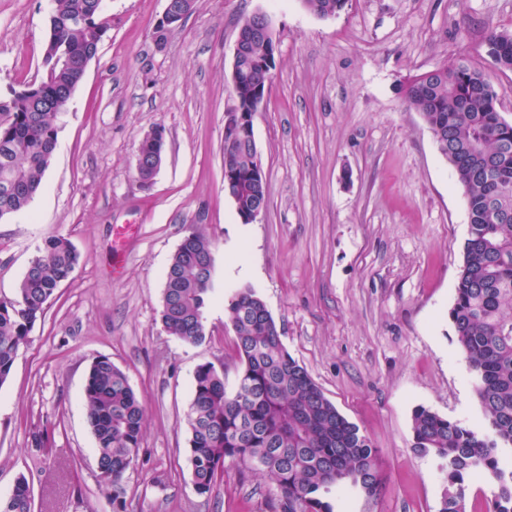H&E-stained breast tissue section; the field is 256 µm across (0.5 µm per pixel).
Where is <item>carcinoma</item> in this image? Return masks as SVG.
Returning a JSON list of instances; mask_svg holds the SVG:
<instances>
[{"label": "carcinoma", "instance_id": "cac0c4a2", "mask_svg": "<svg viewBox=\"0 0 512 512\" xmlns=\"http://www.w3.org/2000/svg\"><path fill=\"white\" fill-rule=\"evenodd\" d=\"M100 0H54L49 35L37 79L40 95L12 91L11 120L0 122V188L16 191L0 208L24 210L41 186L54 151L57 113L53 99L81 83L72 60L94 56V27L106 33L110 20ZM320 16H333L346 0H301ZM489 55L512 69V33L488 30ZM273 55L259 37L250 41L253 61ZM271 84L243 78L234 88L240 108L249 109ZM410 108L438 134L441 155L454 168L469 214L454 303L449 311L457 343L475 378L485 424L472 428L418 407L410 448L431 456L442 479L438 512H467L468 479L479 474L497 485L487 512H512V125L501 126L497 95L487 75L459 59L407 77L400 85ZM224 134V168L237 174L243 201L266 197L265 184L249 173L260 166L247 141ZM164 129L140 141L137 153L162 155ZM213 240L193 225L172 256L160 319L180 340L201 344L209 336L205 307L214 288ZM79 254L68 238L43 239L12 299H0V386L10 377L19 349L44 315L59 285L68 280ZM235 333L240 371L226 389L224 365L200 364L184 421L189 433L193 485L211 493L231 466L247 468L275 488L274 512H333L324 494L331 488H358L378 495L382 477L377 450L359 427L345 418L283 344L262 298L250 286L235 289L224 302ZM89 425L97 444L101 482L112 488L113 512H125L124 481L136 465L143 439L145 406L128 377L106 356L90 365L84 387ZM0 512H33V494L24 476L0 498Z\"/></svg>", "mask_w": 512, "mask_h": 512}]
</instances>
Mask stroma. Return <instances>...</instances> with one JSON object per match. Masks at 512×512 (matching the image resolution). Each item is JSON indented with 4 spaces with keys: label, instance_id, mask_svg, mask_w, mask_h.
<instances>
[{
    "label": "stroma",
    "instance_id": "obj_1",
    "mask_svg": "<svg viewBox=\"0 0 512 512\" xmlns=\"http://www.w3.org/2000/svg\"><path fill=\"white\" fill-rule=\"evenodd\" d=\"M53 0H0V101L36 78ZM166 0H102L112 27L57 120V142L28 208L0 220V298H11L52 234L80 255L0 386V497L25 476L34 512H112L97 478L83 400L92 361L112 359L146 407L127 512H271V484L231 467L196 493L184 415L197 366L239 360L224 319L234 288L256 290L289 353L377 450L373 498L331 491L335 512H438L442 484L412 452L423 406L474 428L485 418L449 311L468 208L399 85L457 59L489 77L512 123V70L485 33L512 32V0H348L336 15L300 0H196L156 45ZM272 15V87L254 120L267 207L242 223L224 194V120L245 17ZM165 129L150 185L137 147ZM199 225L214 241L209 336L193 345L160 321L173 254ZM48 435L35 447L34 432Z\"/></svg>",
    "mask_w": 512,
    "mask_h": 512
}]
</instances>
